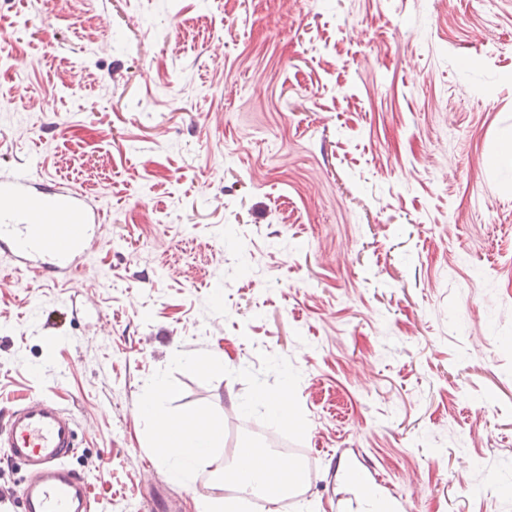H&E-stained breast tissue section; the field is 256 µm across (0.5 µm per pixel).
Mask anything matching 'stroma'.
<instances>
[{"instance_id": "35a3bbf8", "label": "stroma", "mask_w": 512, "mask_h": 512, "mask_svg": "<svg viewBox=\"0 0 512 512\" xmlns=\"http://www.w3.org/2000/svg\"><path fill=\"white\" fill-rule=\"evenodd\" d=\"M0 168L84 192L78 271L0 252V419L56 403L92 512H196L241 443L304 459L289 512H512V0H0ZM232 424L175 481L139 399ZM300 371L295 442L243 417L260 353ZM153 479L142 475L144 464ZM334 483H326L328 472Z\"/></svg>"}]
</instances>
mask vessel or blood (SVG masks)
I'll return each mask as SVG.
<instances>
[{
    "mask_svg": "<svg viewBox=\"0 0 512 512\" xmlns=\"http://www.w3.org/2000/svg\"><path fill=\"white\" fill-rule=\"evenodd\" d=\"M98 230L82 193L43 191L23 168L0 172V246L18 262L70 273ZM75 450L74 431L53 402L17 406L0 421V456L36 471L19 491L23 512H91L86 482L66 465Z\"/></svg>",
    "mask_w": 512,
    "mask_h": 512,
    "instance_id": "b4317fda",
    "label": "vessel or blood"
}]
</instances>
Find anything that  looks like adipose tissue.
Wrapping results in <instances>:
<instances>
[{
  "instance_id": "obj_1",
  "label": "adipose tissue",
  "mask_w": 512,
  "mask_h": 512,
  "mask_svg": "<svg viewBox=\"0 0 512 512\" xmlns=\"http://www.w3.org/2000/svg\"><path fill=\"white\" fill-rule=\"evenodd\" d=\"M267 448L246 443L236 448L227 480L235 491L231 497H205L199 500L197 512H243L247 497L258 495L274 502L282 495L284 483L293 480V473L265 465Z\"/></svg>"
}]
</instances>
